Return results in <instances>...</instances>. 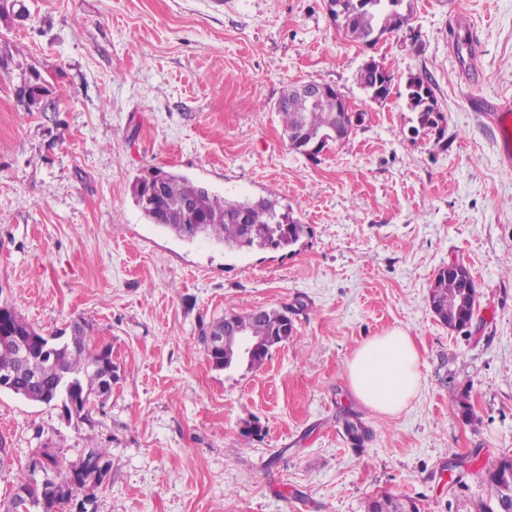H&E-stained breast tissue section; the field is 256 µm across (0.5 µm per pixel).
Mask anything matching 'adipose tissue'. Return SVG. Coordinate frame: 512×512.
<instances>
[{
	"label": "adipose tissue",
	"mask_w": 512,
	"mask_h": 512,
	"mask_svg": "<svg viewBox=\"0 0 512 512\" xmlns=\"http://www.w3.org/2000/svg\"><path fill=\"white\" fill-rule=\"evenodd\" d=\"M345 376L361 406L380 415L397 416L421 389L417 345L405 329L398 327L369 337L347 360Z\"/></svg>",
	"instance_id": "obj_1"
}]
</instances>
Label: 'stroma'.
Returning a JSON list of instances; mask_svg holds the SVG:
<instances>
[{"label":"stroma","instance_id":"stroma-1","mask_svg":"<svg viewBox=\"0 0 512 512\" xmlns=\"http://www.w3.org/2000/svg\"><path fill=\"white\" fill-rule=\"evenodd\" d=\"M22 2L27 19L0 18V297L47 335L87 322L117 378L88 431L0 391L12 457L0 499L34 457L80 468L90 433L110 450L109 473L63 512L489 501L486 461L512 456V166L482 104L512 103V0H409V26L370 49L337 31L327 0ZM371 56L394 74L380 104L356 80ZM32 67L59 112L17 100ZM415 75L432 82L442 134L413 132ZM298 81L332 85L366 114L314 159L289 147L275 111ZM154 167L231 200L274 198L309 233L291 252L180 239L133 199ZM453 260L477 290L458 330L429 303ZM258 308L287 309L291 338L261 368H213L202 327ZM395 326L416 341L422 392L387 417L356 402L344 369ZM349 418L369 429L363 446ZM249 422L260 434L244 435Z\"/></svg>","mask_w":512,"mask_h":512}]
</instances>
